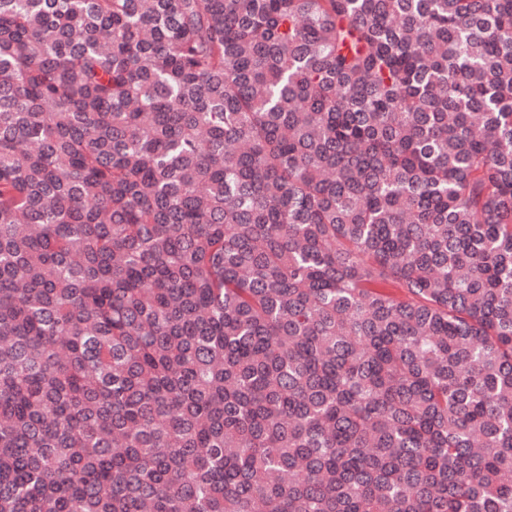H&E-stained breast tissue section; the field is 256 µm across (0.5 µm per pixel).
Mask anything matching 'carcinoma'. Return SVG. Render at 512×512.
Listing matches in <instances>:
<instances>
[{"label": "carcinoma", "mask_w": 512, "mask_h": 512, "mask_svg": "<svg viewBox=\"0 0 512 512\" xmlns=\"http://www.w3.org/2000/svg\"><path fill=\"white\" fill-rule=\"evenodd\" d=\"M0 512H512V0H0Z\"/></svg>", "instance_id": "1"}]
</instances>
